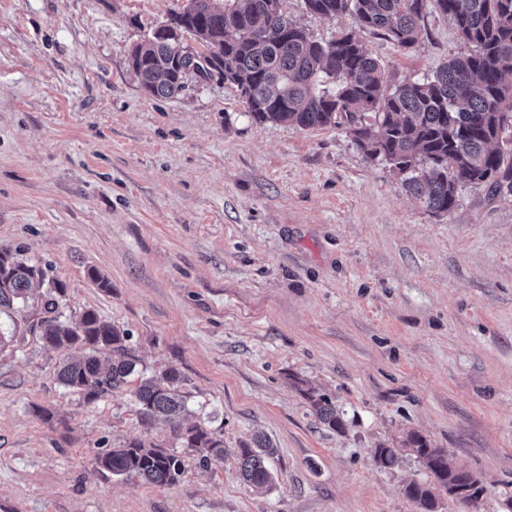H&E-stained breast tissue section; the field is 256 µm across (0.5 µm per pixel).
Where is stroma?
<instances>
[{"mask_svg": "<svg viewBox=\"0 0 512 512\" xmlns=\"http://www.w3.org/2000/svg\"><path fill=\"white\" fill-rule=\"evenodd\" d=\"M184 4L0 0V248L64 284V313L128 332L148 370L179 369L224 459L184 453L171 486L93 472L103 449L179 443L131 390L88 404L57 382L61 352L30 330L36 289L0 316L15 338L0 354V512H419L412 432L483 487L472 505L440 492L439 512H512V196L466 184L438 217L344 129L255 122L217 80L145 93L130 53ZM286 7L318 40L353 25ZM424 26L408 51L360 38L397 83L459 50L449 19ZM254 434L275 449L265 493L238 473ZM382 443L400 451L392 468L373 461ZM310 406L318 420L331 430H342L343 420L336 407L325 398L308 395Z\"/></svg>", "mask_w": 512, "mask_h": 512, "instance_id": "35a3bbf8", "label": "stroma"}]
</instances>
